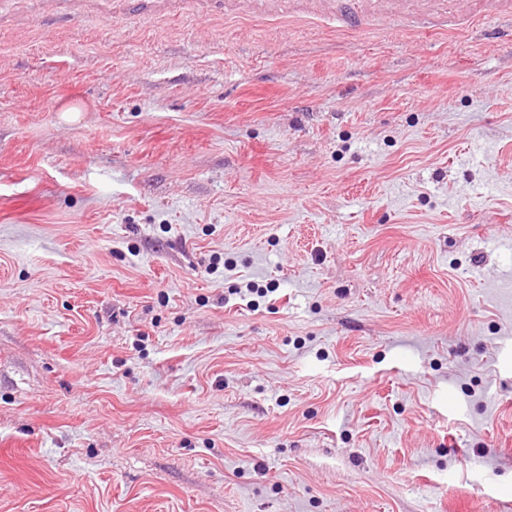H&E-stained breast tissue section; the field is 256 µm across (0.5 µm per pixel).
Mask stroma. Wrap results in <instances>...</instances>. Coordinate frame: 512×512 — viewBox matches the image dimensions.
Listing matches in <instances>:
<instances>
[{
  "label": "stroma",
  "mask_w": 512,
  "mask_h": 512,
  "mask_svg": "<svg viewBox=\"0 0 512 512\" xmlns=\"http://www.w3.org/2000/svg\"><path fill=\"white\" fill-rule=\"evenodd\" d=\"M0 0V512H512V38Z\"/></svg>",
  "instance_id": "35a3bbf8"
}]
</instances>
